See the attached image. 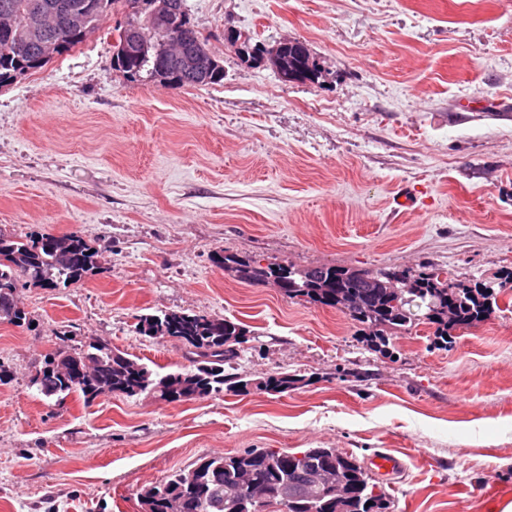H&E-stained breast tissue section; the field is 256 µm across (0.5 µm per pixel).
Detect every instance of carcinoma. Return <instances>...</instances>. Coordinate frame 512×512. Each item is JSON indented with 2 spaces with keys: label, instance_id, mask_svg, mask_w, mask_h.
Masks as SVG:
<instances>
[{
  "label": "carcinoma",
  "instance_id": "carcinoma-1",
  "mask_svg": "<svg viewBox=\"0 0 512 512\" xmlns=\"http://www.w3.org/2000/svg\"><path fill=\"white\" fill-rule=\"evenodd\" d=\"M130 0H0L12 12L19 30L26 29L28 17L36 10L45 18L43 27L18 40L0 39V87L43 69L41 45L55 33V16L67 12L78 16L81 25L70 37V47L83 43L100 29L110 14L124 21L116 31L135 32L138 48L132 53L115 49L112 62L124 77L146 76L164 86L197 87L214 85L224 79V68L208 48V38L192 30L187 50L199 56L192 71L182 69L175 55L168 53L173 34L161 35L146 21L145 14L129 10ZM101 249L76 234L30 235L22 238L0 228V320L20 323L23 312L15 291L20 280L44 288L68 286L101 270ZM218 267L249 283L273 282L289 298L315 306L336 308L368 330V342L383 353L389 337L426 323L435 326L436 344L448 346L445 336L484 321L494 309V285L477 282L472 286L452 285L439 268L411 273L408 269H350L317 266L295 269L278 262H261L238 254L216 257ZM137 333L153 338H177L185 347L190 367L160 376L129 354L95 339L88 349L77 351L65 335L58 336L51 354L53 372L35 376L32 383L46 397L78 393L89 404L104 394L134 397L151 393L165 401H188L219 395L224 391L246 392L249 381L235 373L238 345L246 342L245 330L236 322L220 317L184 311H164L139 316ZM300 382L286 372L267 376L258 387L270 393H284ZM196 482L191 471L179 470L141 494L144 512H163L169 497L185 500L184 512H385L384 491L354 456L334 448H309L300 453L253 448L239 454L204 459L196 464ZM325 467L333 478L348 488L338 499L326 487L311 484V475ZM262 482L261 498H254L241 484L244 470Z\"/></svg>",
  "mask_w": 512,
  "mask_h": 512
}]
</instances>
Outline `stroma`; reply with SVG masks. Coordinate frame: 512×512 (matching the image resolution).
Wrapping results in <instances>:
<instances>
[{"instance_id":"obj_1","label":"stroma","mask_w":512,"mask_h":512,"mask_svg":"<svg viewBox=\"0 0 512 512\" xmlns=\"http://www.w3.org/2000/svg\"><path fill=\"white\" fill-rule=\"evenodd\" d=\"M224 67L169 88L112 67L115 18L0 88V227L77 233L106 257L77 285L19 284L0 322V512H143L203 458L270 448L397 450L389 512H512V0H186ZM304 42L318 82H283L224 33ZM418 200L396 212L400 187ZM297 268L443 269L499 283L494 313L434 345L421 324L371 350L340 310L224 272L216 255ZM247 331V392L44 397L58 333L167 374L184 346L135 330L156 311ZM298 375L270 394L268 375Z\"/></svg>"}]
</instances>
